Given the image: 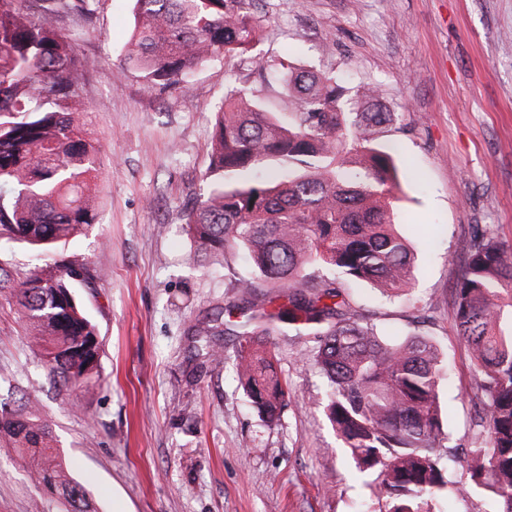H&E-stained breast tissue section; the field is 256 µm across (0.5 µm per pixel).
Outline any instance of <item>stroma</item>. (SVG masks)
I'll use <instances>...</instances> for the list:
<instances>
[{
	"instance_id": "1",
	"label": "stroma",
	"mask_w": 512,
	"mask_h": 512,
	"mask_svg": "<svg viewBox=\"0 0 512 512\" xmlns=\"http://www.w3.org/2000/svg\"><path fill=\"white\" fill-rule=\"evenodd\" d=\"M264 39L247 55L200 68L186 88L147 90L123 63L134 0H98L92 18L61 15L83 64L86 136L98 150V222L58 248L95 271L76 295L97 328L100 380L62 393L30 348L13 299L0 296V398L37 400L58 452L97 512H373V475L359 472L318 407L327 382L293 337L272 351L288 406L267 424L236 373L235 339L214 337L216 364L195 324L250 277L244 251L198 256L184 212L211 189L217 109L228 89L279 115L281 60L377 86L397 146V229L418 250L410 299L368 284L355 308L396 340L436 344L447 372L439 398L451 459L482 429L480 395L455 325V288L475 227L512 245V0H254ZM0 512H63L28 460L0 446Z\"/></svg>"
}]
</instances>
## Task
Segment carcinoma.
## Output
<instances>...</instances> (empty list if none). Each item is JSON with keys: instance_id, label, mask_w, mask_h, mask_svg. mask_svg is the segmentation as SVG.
Here are the masks:
<instances>
[{"instance_id": "1", "label": "carcinoma", "mask_w": 512, "mask_h": 512, "mask_svg": "<svg viewBox=\"0 0 512 512\" xmlns=\"http://www.w3.org/2000/svg\"><path fill=\"white\" fill-rule=\"evenodd\" d=\"M0 0V239L41 252L96 223L89 203L97 152L73 108L82 64L56 17H86L96 0ZM252 0H135L124 63L147 89L185 86L200 66L249 53L262 38ZM295 101L284 117L228 90L218 110L209 164L212 189L188 210L187 231L206 253L242 249L254 277L195 326L197 336L237 337V369L259 415L280 420L288 390L271 338L311 336L327 379L325 415L356 467L376 475V512H435L448 489V440L439 401L442 360L427 337L386 341L353 306L361 283L387 298L411 294L414 253L392 219L397 166L382 145L389 112L352 107L335 75L283 68ZM91 278L76 259H55L20 277L0 265V294L17 306L54 386L90 387L100 342L74 281ZM512 249L476 229L455 296L458 336L483 394V446L464 458L461 492L489 493L512 512ZM0 440L29 458L37 481L64 512H96L56 451L50 423L27 397L0 401Z\"/></svg>"}]
</instances>
